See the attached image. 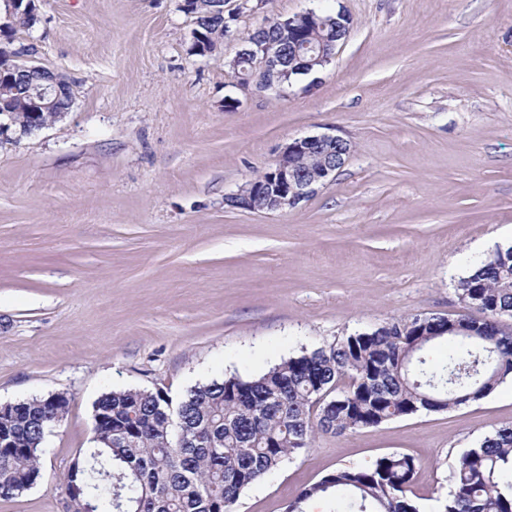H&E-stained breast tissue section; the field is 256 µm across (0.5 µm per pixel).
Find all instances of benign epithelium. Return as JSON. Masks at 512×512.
Segmentation results:
<instances>
[{"instance_id": "7a95c632", "label": "benign epithelium", "mask_w": 512, "mask_h": 512, "mask_svg": "<svg viewBox=\"0 0 512 512\" xmlns=\"http://www.w3.org/2000/svg\"><path fill=\"white\" fill-rule=\"evenodd\" d=\"M39 18L35 0H25V8L9 17L7 26L15 28L20 22H26V28ZM288 45L301 61L303 68L310 69L316 63L332 61L336 45L329 48L318 47L306 36L290 34ZM250 76L241 81L244 88L254 86L259 91H269L278 96L283 90V63L281 45L264 43L252 50L250 55ZM33 68L45 73L46 83L30 88L32 97L45 100L59 90L66 89L70 80L59 70L46 64H35ZM344 139L332 134L310 135L296 138L287 143L274 165L267 170V176L261 180H251L238 192L225 197V202L258 212H269L293 207L309 198L317 188L334 178L350 156V148L336 149V144ZM314 154L322 155V161L314 168H305V160Z\"/></svg>"}]
</instances>
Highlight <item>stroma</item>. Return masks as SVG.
I'll list each match as a JSON object with an SVG mask.
<instances>
[{
	"label": "stroma",
	"mask_w": 512,
	"mask_h": 512,
	"mask_svg": "<svg viewBox=\"0 0 512 512\" xmlns=\"http://www.w3.org/2000/svg\"><path fill=\"white\" fill-rule=\"evenodd\" d=\"M224 0L218 54L191 50L179 0H39L14 43L64 70L66 116L0 141V404L64 392L37 482L0 512H63L109 389L256 375L393 316L460 312L471 258L512 245V0ZM343 11L332 63L275 97L229 63L264 16ZM351 144L296 206L226 195L290 141ZM512 426V380L483 399L317 435L233 512H286L336 468L415 457L420 512H439L465 448Z\"/></svg>",
	"instance_id": "obj_1"
}]
</instances>
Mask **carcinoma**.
I'll use <instances>...</instances> for the list:
<instances>
[{"label":"carcinoma","instance_id":"cac0c4a2","mask_svg":"<svg viewBox=\"0 0 512 512\" xmlns=\"http://www.w3.org/2000/svg\"><path fill=\"white\" fill-rule=\"evenodd\" d=\"M210 46L224 39V0H186ZM288 44L280 20L252 29L243 55L258 44ZM9 92L0 113L18 129L36 112L31 81L0 61ZM458 298L482 314L394 318L325 346L303 349L258 375L237 372L198 383L176 403L171 422L164 390L104 392L93 406V446L70 463L64 480L78 486L87 512H232L239 496L306 448L318 434L343 435L421 410L445 411L480 400L512 378V246L474 260L457 284ZM448 354L430 358L437 345ZM66 411L47 397L15 403L11 447H0V497L34 485L50 449L41 435ZM416 459L390 454L369 466L338 468L305 487L288 512L311 498L336 512H419L412 483ZM441 512H512V427L475 441L449 477Z\"/></svg>","mask_w":512,"mask_h":512}]
</instances>
